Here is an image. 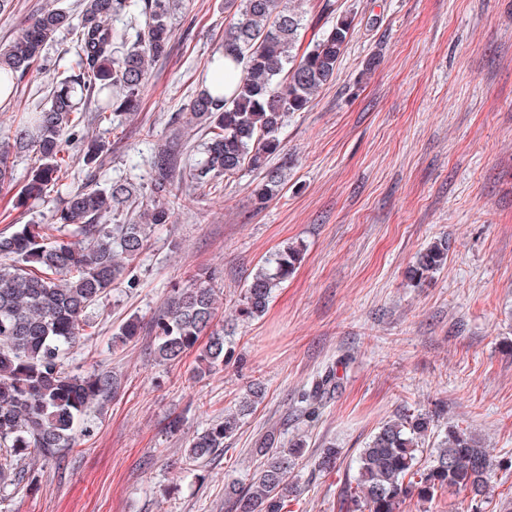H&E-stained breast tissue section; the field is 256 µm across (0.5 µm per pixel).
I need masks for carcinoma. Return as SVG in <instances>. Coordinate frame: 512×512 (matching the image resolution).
Wrapping results in <instances>:
<instances>
[{"label":"carcinoma","instance_id":"obj_1","mask_svg":"<svg viewBox=\"0 0 512 512\" xmlns=\"http://www.w3.org/2000/svg\"><path fill=\"white\" fill-rule=\"evenodd\" d=\"M305 0H227L234 10L224 30V43L210 59V72L224 69L231 57L241 71L230 97L224 82L214 91L200 90L188 108L189 122L202 125L210 137L204 159L189 170L190 182L214 186L248 169L260 181L254 195L266 204L279 190L282 174L267 167L280 150L279 131L286 118L306 110L316 94L336 77L351 29L340 17L313 47L298 53L304 26ZM130 17L119 28L113 21ZM170 0H81L76 14L42 12L11 43L0 48V92L9 96L15 80L44 57L55 34L71 35L73 57L68 75L50 90V105L24 113L12 140L0 143V190L14 182L13 155L32 151L38 165L25 188L29 196L63 187L64 144H78L79 160L88 169L102 165L107 141L83 137V109L92 107L98 122H115L135 114L148 80L147 62L167 53ZM169 185H155L154 195L140 200L128 183L107 188L94 178L66 192L53 224H19L0 233V485L15 480L29 455L55 458L90 432L85 416L90 404L118 379L90 373L72 374L64 359L85 335L88 310L124 270L144 252L152 228L168 222ZM113 223H107V220ZM70 236L88 241L75 247ZM448 239L430 243L416 255L411 278L420 281L442 269ZM300 249L289 246L259 267L244 290L237 318L254 319L267 309L273 292L293 273ZM215 288L200 280L177 288L152 329L159 361L171 363L195 347L215 317ZM141 324L131 317L115 332L121 341L139 335ZM232 354L224 333L215 331L200 355L211 368ZM334 385L327 375L304 398L305 414L319 416L316 401ZM262 398L255 387L234 413L209 424L189 441L186 452L204 460L224 448L240 427V418ZM440 413L413 411L384 422L357 456L352 501L367 512H404L411 501L430 502L448 491L463 495L468 512H485L490 504V479L501 469L472 432L448 424L438 429ZM277 432L269 430L254 448L264 464L244 486L225 492L231 512H288L297 492L288 473L304 448L302 440L275 447Z\"/></svg>","mask_w":512,"mask_h":512}]
</instances>
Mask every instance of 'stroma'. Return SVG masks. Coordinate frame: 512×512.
Here are the masks:
<instances>
[{"label": "stroma", "mask_w": 512, "mask_h": 512, "mask_svg": "<svg viewBox=\"0 0 512 512\" xmlns=\"http://www.w3.org/2000/svg\"><path fill=\"white\" fill-rule=\"evenodd\" d=\"M80 0H12L0 13V45L49 9ZM302 44L351 18L335 80L289 117L271 167L286 177L265 205L243 171L209 190L188 179L206 130L187 124L213 50L233 15L224 0H171L165 57L151 63L137 114L109 133L101 185L132 183L149 195L155 152H175L177 195L168 224L152 232L131 269L92 308L89 334L69 369L116 375L117 394L93 401L90 434L60 457L28 458L0 487L6 512H228L224 489L261 465L252 450L270 427L280 447L301 438L289 479L291 512H340L345 481L369 437L396 413L442 411L512 462V0H306ZM59 32L39 67L0 102V136L24 110L47 102L68 66ZM35 164L16 161L13 192H0V232L50 224L63 197L16 200ZM448 237L446 266L414 282L418 251ZM302 250L294 273L260 317L236 309L257 267L287 246ZM214 278L216 325L232 355L199 373L198 350L170 365L154 359L149 327L171 289ZM138 317L143 331L114 341ZM338 387L307 421L301 396L327 373ZM264 395L223 452L191 462L189 441L237 410L250 386ZM181 416L180 432L167 430ZM341 448L335 469L319 468Z\"/></svg>", "instance_id": "stroma-1"}]
</instances>
